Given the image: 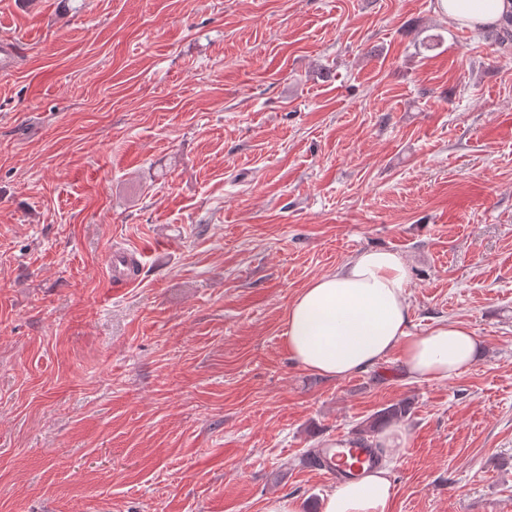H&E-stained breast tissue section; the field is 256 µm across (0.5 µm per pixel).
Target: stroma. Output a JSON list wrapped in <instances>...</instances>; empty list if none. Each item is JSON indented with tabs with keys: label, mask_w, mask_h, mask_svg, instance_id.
<instances>
[{
	"label": "stroma",
	"mask_w": 512,
	"mask_h": 512,
	"mask_svg": "<svg viewBox=\"0 0 512 512\" xmlns=\"http://www.w3.org/2000/svg\"><path fill=\"white\" fill-rule=\"evenodd\" d=\"M436 7L0 0V512H313L306 451L403 400L393 512H512V47ZM367 248L472 367L290 358L298 292ZM128 255L127 249L123 248H114L109 254L107 260L108 277L116 288H123L126 284L124 268L127 265Z\"/></svg>",
	"instance_id": "obj_1"
}]
</instances>
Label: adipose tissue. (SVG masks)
I'll return each mask as SVG.
<instances>
[{"mask_svg":"<svg viewBox=\"0 0 512 512\" xmlns=\"http://www.w3.org/2000/svg\"><path fill=\"white\" fill-rule=\"evenodd\" d=\"M438 11L460 27L491 26L512 14V0H438ZM408 274L398 254L367 249L310 282L287 312L291 358L330 379L368 371L392 355L415 380L443 381L464 373L481 353L479 338L461 320H441L414 334ZM392 502L388 469L373 467L326 493L320 512H392Z\"/></svg>","mask_w":512,"mask_h":512,"instance_id":"obj_1","label":"adipose tissue"}]
</instances>
